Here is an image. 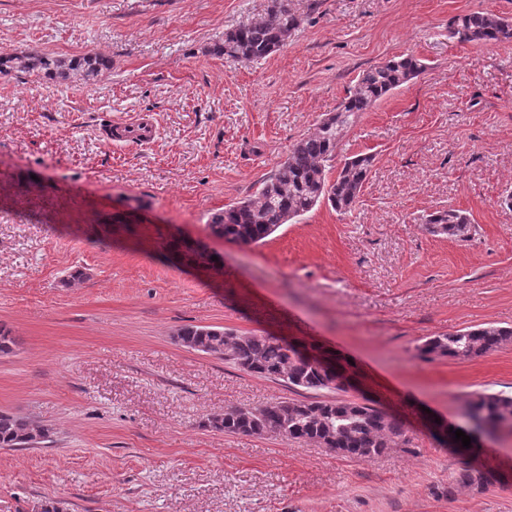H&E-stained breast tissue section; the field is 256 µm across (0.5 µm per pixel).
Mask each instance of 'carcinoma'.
<instances>
[{"label": "carcinoma", "instance_id": "1", "mask_svg": "<svg viewBox=\"0 0 512 512\" xmlns=\"http://www.w3.org/2000/svg\"><path fill=\"white\" fill-rule=\"evenodd\" d=\"M300 25L289 0H269L265 15L224 32V42L213 53L233 61L258 62L287 45ZM452 37L460 43L512 42V25L487 13L473 12L455 19ZM425 69L413 55L390 59L366 70L357 84L323 118L315 131L292 145L286 159L259 185L254 195L235 203L209 220L211 233L236 244H258L279 227L311 212L322 202L346 214L354 208L372 165V157L360 155L346 161L334 180L326 175L344 129L378 100L416 78ZM108 70L104 57L87 53L65 57L50 53H0V74L37 73L48 79H79L86 84L101 80ZM423 228L431 235L466 240L471 221L459 209L448 208L427 216ZM512 340V328L486 326L459 330L427 338L418 348L423 361L448 358L468 360L485 355ZM175 341L185 347L224 345V360L242 370L283 382L291 389L307 392L301 399H287L250 409H238L210 424L228 435L280 432L287 441L313 442L339 455L373 458L406 442L405 425L395 415L369 402L343 398L320 401L310 392L341 391L352 387L345 370L326 358L287 343L275 336L232 335L224 338L205 326H186ZM466 409L486 428L487 435L512 427V393L476 392ZM39 433L50 437L49 429H34L21 416L0 413V448L27 449L29 438ZM462 482L484 487L492 476L469 465L462 467Z\"/></svg>", "mask_w": 512, "mask_h": 512}]
</instances>
